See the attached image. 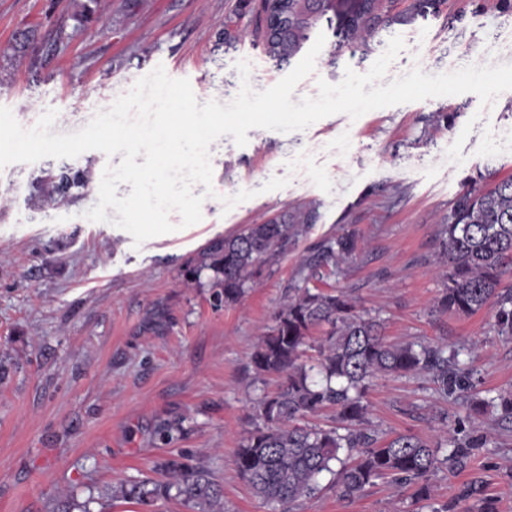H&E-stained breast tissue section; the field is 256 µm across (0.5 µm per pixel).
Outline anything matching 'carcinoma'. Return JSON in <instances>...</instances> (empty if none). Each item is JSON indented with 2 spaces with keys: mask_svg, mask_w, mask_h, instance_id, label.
Segmentation results:
<instances>
[{
  "mask_svg": "<svg viewBox=\"0 0 512 512\" xmlns=\"http://www.w3.org/2000/svg\"><path fill=\"white\" fill-rule=\"evenodd\" d=\"M288 4L307 13V19L288 31V58L295 57L322 21H331L330 0ZM442 0H412L405 13H391L383 0H358L345 17L336 13V36L343 44L368 51L374 34L394 23H410L436 16ZM88 184L84 171H43L38 180L41 202L76 198ZM316 211L283 215L267 224H250L234 236L216 238L187 266L192 280L213 273L216 301H237L262 274V264L283 252L298 234V225L310 224ZM442 248L448 274L435 308L441 313L472 315L493 311L498 335L512 339V287L503 278L512 274V178L493 187H472L459 194L442 228ZM356 236L342 234L323 243L318 262L339 266L352 258ZM326 325L324 338L315 345L317 364L303 362L314 329ZM258 373L283 376L279 389L255 404L252 428L235 455L239 475L256 496L276 512L320 491V478L332 476L341 497L354 499L366 487L388 479L416 487L415 497L430 496V477L442 468L464 470L473 449L483 438L450 435L432 443L411 434L379 440L366 427L363 396L374 378L387 374L427 373L439 390L466 389L457 353L445 344L390 343L383 323L355 311L344 294L296 288L273 323L260 336L251 354ZM501 419L512 423V392L492 400ZM325 405L337 409L338 426L331 429L300 426L297 421ZM167 468L179 471L171 461ZM123 496L151 507L160 498H180L193 512H224V488L207 471H179L169 483L142 480L120 489ZM476 500V512H498L497 500L483 494L480 485L467 486Z\"/></svg>",
  "mask_w": 512,
  "mask_h": 512,
  "instance_id": "cac0c4a2",
  "label": "carcinoma"
}]
</instances>
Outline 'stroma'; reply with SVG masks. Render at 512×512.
<instances>
[{"label":"stroma","instance_id":"35a3bbf8","mask_svg":"<svg viewBox=\"0 0 512 512\" xmlns=\"http://www.w3.org/2000/svg\"><path fill=\"white\" fill-rule=\"evenodd\" d=\"M239 32L219 43L227 18ZM262 0H0V106L26 129L57 109L53 133L83 128L137 79L163 66L188 79L199 103L225 104L242 81L262 91L293 63L270 59ZM325 44L294 99L318 94V80L363 74L402 36L389 67L440 74L476 63L512 64V13L498 0H444L438 16L394 24L368 53ZM248 60L241 78L236 64ZM453 122H445V115ZM237 146H210L214 196L200 222L135 245L107 221L85 219L98 202L106 165L119 157L89 150L0 169V512H143L121 486L167 479L174 461L205 468L224 487V512H271L235 467L254 403L276 391L250 354L291 289L347 293L357 312L383 320L394 342L459 350L469 382L490 398L512 391V342L489 311L440 314L434 301L447 261L441 232L456 197L512 176V95L482 105L473 93L325 117L291 133L255 128ZM83 169L74 201L31 199L42 171ZM316 209L288 250L235 303L215 305L209 273L188 282L189 262L215 237L283 214ZM352 232L356 251L339 267L316 265L326 240ZM364 402L377 437L413 434L438 441L458 427L484 436L461 473L439 470L431 496L384 480L352 500L324 486L292 512H474L461 496L476 481L512 512V426L496 408L471 410L467 392L441 394L430 375H382Z\"/></svg>","mask_w":512,"mask_h":512}]
</instances>
